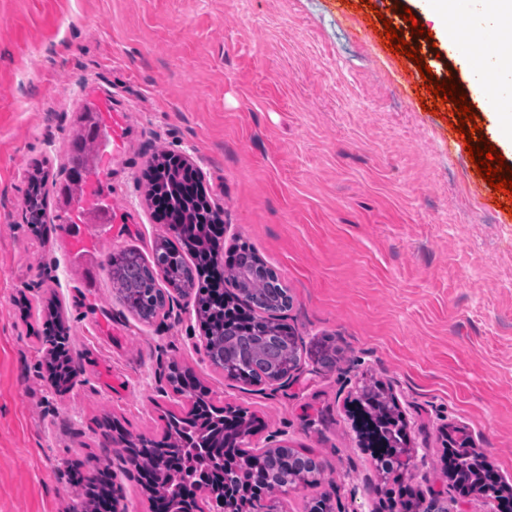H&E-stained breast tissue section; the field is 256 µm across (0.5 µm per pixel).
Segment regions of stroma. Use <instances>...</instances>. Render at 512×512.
I'll return each mask as SVG.
<instances>
[{
  "label": "stroma",
  "instance_id": "35a3bbf8",
  "mask_svg": "<svg viewBox=\"0 0 512 512\" xmlns=\"http://www.w3.org/2000/svg\"><path fill=\"white\" fill-rule=\"evenodd\" d=\"M336 0H0V512L79 507L98 471L120 507L151 512L116 432L160 436L187 406L179 363L214 405L256 420L254 441L312 452L329 512H390L391 483L359 444L362 382L396 399L412 450L403 487L448 512H489L446 473L459 428L512 487V222L452 113L406 93L414 67L361 9ZM106 107L117 142L101 166L107 224L69 223L56 192L84 109ZM187 156L221 208L224 252L252 245L287 287L300 361L288 382L245 385L205 356L193 297L152 322L119 300L112 251L151 257L166 224L146 199L160 150ZM50 222L23 223L34 165ZM57 308L80 375L49 380L44 315ZM336 351V367L321 352Z\"/></svg>",
  "mask_w": 512,
  "mask_h": 512
}]
</instances>
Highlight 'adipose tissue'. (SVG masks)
Wrapping results in <instances>:
<instances>
[{"mask_svg": "<svg viewBox=\"0 0 512 512\" xmlns=\"http://www.w3.org/2000/svg\"><path fill=\"white\" fill-rule=\"evenodd\" d=\"M416 9L432 20L449 47L458 48L459 32L455 19H464L467 27L503 34L504 23L512 20V0H416ZM460 65L480 111L492 118L497 140L512 148V57L486 51L481 60L461 56ZM495 74L501 92L498 97L484 95L483 83Z\"/></svg>", "mask_w": 512, "mask_h": 512, "instance_id": "ef3b65f1", "label": "adipose tissue"}]
</instances>
